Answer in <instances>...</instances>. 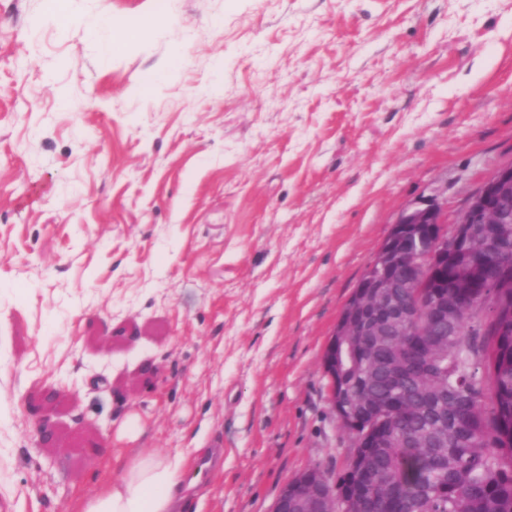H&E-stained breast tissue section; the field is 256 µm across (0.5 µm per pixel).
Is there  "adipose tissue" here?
I'll use <instances>...</instances> for the list:
<instances>
[{
	"instance_id": "ef3b65f1",
	"label": "adipose tissue",
	"mask_w": 512,
	"mask_h": 512,
	"mask_svg": "<svg viewBox=\"0 0 512 512\" xmlns=\"http://www.w3.org/2000/svg\"><path fill=\"white\" fill-rule=\"evenodd\" d=\"M111 467L113 477L77 498L74 512H183L189 488L184 459L141 449L113 456Z\"/></svg>"
}]
</instances>
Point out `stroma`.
<instances>
[{
	"instance_id": "1",
	"label": "stroma",
	"mask_w": 512,
	"mask_h": 512,
	"mask_svg": "<svg viewBox=\"0 0 512 512\" xmlns=\"http://www.w3.org/2000/svg\"><path fill=\"white\" fill-rule=\"evenodd\" d=\"M509 161L512 0H0V512L95 488L87 428L223 449L189 512L342 469L322 354L349 295L403 211L456 212ZM46 387L71 400L53 455ZM61 403L60 392L54 388L43 389L28 400V413L37 420L36 436L40 448L59 447V429L47 413L60 408Z\"/></svg>"
}]
</instances>
